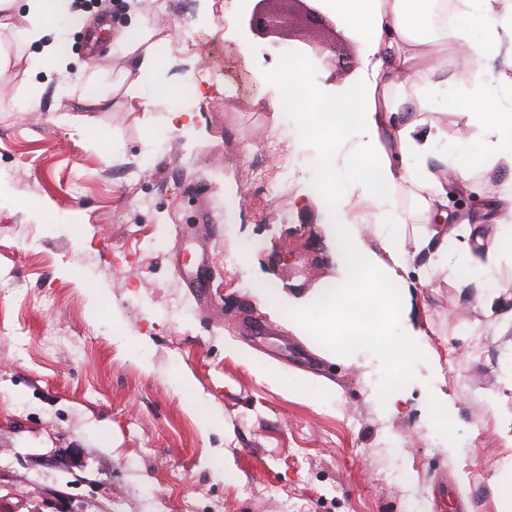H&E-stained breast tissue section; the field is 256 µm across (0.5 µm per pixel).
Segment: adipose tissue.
I'll use <instances>...</instances> for the list:
<instances>
[{"instance_id":"1","label":"adipose tissue","mask_w":512,"mask_h":512,"mask_svg":"<svg viewBox=\"0 0 512 512\" xmlns=\"http://www.w3.org/2000/svg\"><path fill=\"white\" fill-rule=\"evenodd\" d=\"M438 5L439 0H340L342 10L366 32L363 61L371 68L358 100L326 107L343 135L361 138L360 151L350 163L355 193L334 194L329 215L342 278L316 297L325 318L314 333L327 338L332 349L344 356L357 346L377 348L390 364L413 352L406 342L399 353H391L382 346L378 330L362 326L356 289L394 297L396 318L408 320L412 302L403 274L417 265L429 275L446 273L454 287L479 289L481 307L488 313L497 304L496 294L481 290L480 280L463 268L469 265L491 273L504 258L512 257V113L498 109L494 88L481 79L487 41L512 40V0H469L473 13L490 21L487 39L477 41L452 28L453 52L464 55L465 63L451 71L444 68L442 50L432 47L422 24ZM68 10L69 0H26V23L16 30L15 38L24 45L41 43L32 66L50 63L64 70L69 45L60 35L47 38L44 18L69 14ZM169 40L165 28L144 21L116 36L124 67L115 88L128 105H135L144 80H155L161 67L157 48ZM444 83L462 84L471 123L480 129L485 144L482 164L505 174L494 203L497 232L489 244L483 241L480 225L448 223L442 182L448 161L433 152L436 135L425 118L420 92L421 87ZM404 192L417 200L415 217L399 210ZM358 201L376 212V221L367 230L375 245L365 243L366 230L348 220Z\"/></svg>"}]
</instances>
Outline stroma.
Returning a JSON list of instances; mask_svg holds the SVG:
<instances>
[{"instance_id": "obj_1", "label": "stroma", "mask_w": 512, "mask_h": 512, "mask_svg": "<svg viewBox=\"0 0 512 512\" xmlns=\"http://www.w3.org/2000/svg\"><path fill=\"white\" fill-rule=\"evenodd\" d=\"M288 17L279 32L235 46L238 0H167L160 21L166 79L180 89L197 70L190 126L171 101L129 111L112 94L117 30L130 0H71L89 27L45 19L69 39L65 72L31 67L40 44L0 30V62L13 76L0 95V512H503L512 481V262L487 289L500 305L483 314L438 273L413 284L417 352L392 365L358 349L342 360L316 337L273 318L258 299L269 281L281 300L308 308L339 272L315 183L325 138L300 145L303 116L279 107L271 74L282 52L327 46L354 61L305 72L310 94L354 98L366 84L363 28L349 18L311 22L302 0H265ZM223 29H216L217 16ZM493 49L483 72L499 110L512 111L505 62ZM94 77L104 101L60 93ZM435 150L478 157L479 133L461 139L449 109L456 87L426 91ZM295 161L265 164L277 194L251 179L243 144L258 132ZM500 174L475 168L468 189L446 174L448 214L484 227ZM228 254L236 266L224 265ZM57 339L49 347V339ZM398 386L401 412L385 392ZM453 399L451 425L432 420L429 397ZM199 399L223 424L205 430L188 413ZM407 476L389 477L392 464Z\"/></svg>"}]
</instances>
